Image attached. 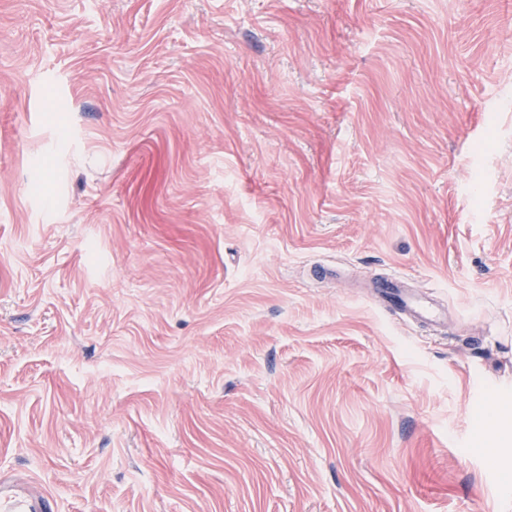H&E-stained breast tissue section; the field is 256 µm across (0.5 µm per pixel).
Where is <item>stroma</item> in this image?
Segmentation results:
<instances>
[{
  "mask_svg": "<svg viewBox=\"0 0 512 512\" xmlns=\"http://www.w3.org/2000/svg\"><path fill=\"white\" fill-rule=\"evenodd\" d=\"M13 495L512 512V0H0ZM403 280L398 276L380 279L376 288L381 296L396 303L409 318L439 325L448 321V313L442 312L430 298L422 293L409 292L402 288Z\"/></svg>",
  "mask_w": 512,
  "mask_h": 512,
  "instance_id": "35a3bbf8",
  "label": "stroma"
}]
</instances>
